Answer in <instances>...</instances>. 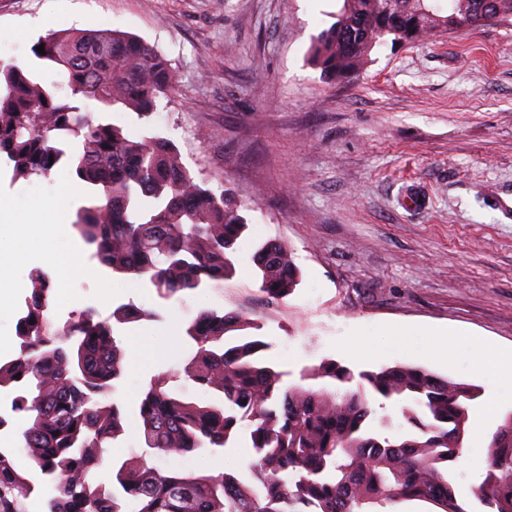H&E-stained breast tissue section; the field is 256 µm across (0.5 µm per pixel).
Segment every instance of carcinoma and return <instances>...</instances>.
I'll use <instances>...</instances> for the list:
<instances>
[{"label": "carcinoma", "instance_id": "carcinoma-1", "mask_svg": "<svg viewBox=\"0 0 512 512\" xmlns=\"http://www.w3.org/2000/svg\"><path fill=\"white\" fill-rule=\"evenodd\" d=\"M343 0L336 22L313 38L310 59L331 81L356 77L372 50L391 40L420 42L512 18V0ZM34 55L56 68L68 90L45 85L18 65L0 68V156L17 173L47 177L66 163L103 190L81 207L73 228L93 257L118 277L145 279L164 298L220 287L235 275V245L246 227L227 189L215 192L158 135L130 137L82 110L93 100L149 119L175 88L166 58L117 30L51 33ZM259 291L277 304L300 282L292 251L272 240L253 257ZM51 277L38 272L17 321L20 352L0 363V389L24 424L35 477L0 448V512L50 489L43 512H393L421 500L436 512H469L453 493L448 462L460 454L474 388L410 366L365 370L327 360L287 385L262 352L270 344L242 312L204 311L183 325L189 356L179 372L152 376L139 402L137 456L112 462L109 482L93 470L123 434L111 398L124 373L116 329L152 316L132 304L99 319L86 310L64 324L50 313ZM217 397L198 402L180 380ZM400 404L407 429L385 436L371 399ZM248 432L251 481L222 468H158L146 457L221 454ZM485 512H512V416L495 432L490 464L476 489Z\"/></svg>", "mask_w": 512, "mask_h": 512}]
</instances>
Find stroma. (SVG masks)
<instances>
[{
	"instance_id": "stroma-1",
	"label": "stroma",
	"mask_w": 512,
	"mask_h": 512,
	"mask_svg": "<svg viewBox=\"0 0 512 512\" xmlns=\"http://www.w3.org/2000/svg\"><path fill=\"white\" fill-rule=\"evenodd\" d=\"M340 0H0V65L62 80L32 46L50 31L119 30L168 59L177 80L149 120L127 109L102 112L134 137L170 139L212 189L233 191L247 228L237 273L220 288L161 298L147 281L76 278L53 292L65 322L92 309L108 318L122 304L156 312L122 326L125 373L114 399L123 435L107 455L127 458L143 434L138 400L155 374L182 369L178 325L205 310L240 311L260 326L267 359L297 382L303 368L332 359L354 371L422 368L475 385L465 445L488 463L497 427L512 415V372L474 353V337L512 350V223L491 206L512 194V19L428 42L376 47L351 81L325 80L310 62L314 36ZM68 166L49 177L15 173L0 160V197L17 211L56 193ZM270 240L293 251L302 279L266 304L252 256ZM39 257L16 267L14 299L0 306V336L15 339L18 314L45 270ZM454 331L453 354L437 349ZM362 342L366 357L351 346ZM245 446L223 456L171 459L192 471L224 468L247 478Z\"/></svg>"
}]
</instances>
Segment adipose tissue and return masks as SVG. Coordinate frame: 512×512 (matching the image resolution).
<instances>
[{
    "label": "adipose tissue",
    "mask_w": 512,
    "mask_h": 512,
    "mask_svg": "<svg viewBox=\"0 0 512 512\" xmlns=\"http://www.w3.org/2000/svg\"><path fill=\"white\" fill-rule=\"evenodd\" d=\"M77 195L74 185L63 186L53 197L34 203L32 210L40 216V241L30 245L28 238L12 237L8 248H0V305L6 304L11 297L10 273L15 266L26 263L33 252L42 255L53 263L57 283L66 286L76 277L96 279L99 271L96 266L85 262L76 253H62L54 246L55 237L64 232L69 222L72 202Z\"/></svg>",
    "instance_id": "1"
}]
</instances>
